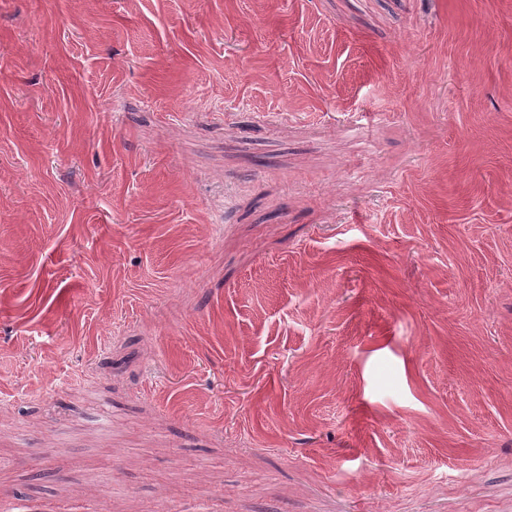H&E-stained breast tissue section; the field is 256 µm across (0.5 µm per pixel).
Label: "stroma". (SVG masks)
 <instances>
[{
    "mask_svg": "<svg viewBox=\"0 0 512 512\" xmlns=\"http://www.w3.org/2000/svg\"><path fill=\"white\" fill-rule=\"evenodd\" d=\"M512 512V0H0V512Z\"/></svg>",
    "mask_w": 512,
    "mask_h": 512,
    "instance_id": "1",
    "label": "stroma"
}]
</instances>
